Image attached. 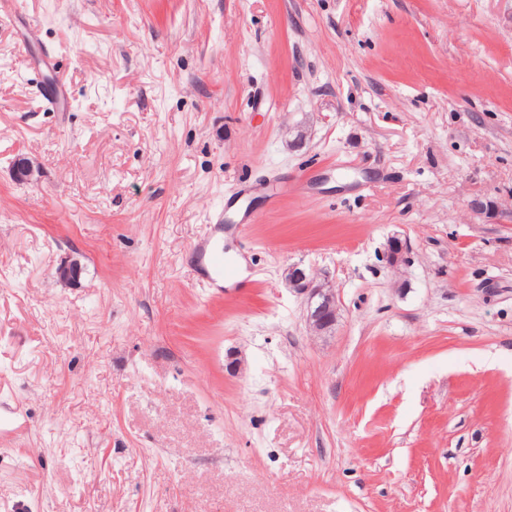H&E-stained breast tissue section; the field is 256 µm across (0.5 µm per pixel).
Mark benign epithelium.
Listing matches in <instances>:
<instances>
[{"label": "benign epithelium", "instance_id": "7a95c632", "mask_svg": "<svg viewBox=\"0 0 512 512\" xmlns=\"http://www.w3.org/2000/svg\"><path fill=\"white\" fill-rule=\"evenodd\" d=\"M407 246L400 238L393 236L387 241L386 258L390 266L397 268L406 262ZM56 277L65 283L80 280L81 266L76 262L59 265ZM284 280L295 293L305 297V324L314 336H325L336 326L339 306L335 289L329 281L319 279L313 271L298 264L284 269Z\"/></svg>", "mask_w": 512, "mask_h": 512}]
</instances>
